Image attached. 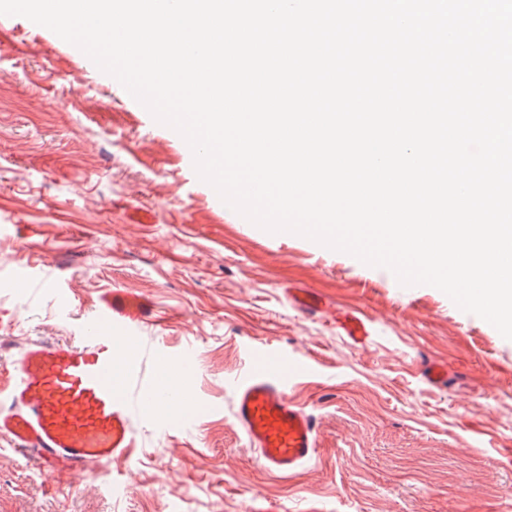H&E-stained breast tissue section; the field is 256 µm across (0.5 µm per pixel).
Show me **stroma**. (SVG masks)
Returning a JSON list of instances; mask_svg holds the SVG:
<instances>
[{
    "label": "stroma",
    "mask_w": 512,
    "mask_h": 512,
    "mask_svg": "<svg viewBox=\"0 0 512 512\" xmlns=\"http://www.w3.org/2000/svg\"><path fill=\"white\" fill-rule=\"evenodd\" d=\"M206 188L187 143L116 79L0 16V380L26 347L76 340L116 288L159 317L120 332L153 349L126 356L144 388L191 375L189 413L139 415L112 469L60 480L0 441V512H512V340L435 287L269 235ZM306 290L320 315L296 309ZM337 307L369 320V346L337 331ZM258 346L308 366L291 396L320 447L286 480L231 422ZM432 360L447 388L425 382Z\"/></svg>",
    "instance_id": "1"
}]
</instances>
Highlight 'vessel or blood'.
I'll return each mask as SVG.
<instances>
[{"mask_svg": "<svg viewBox=\"0 0 512 512\" xmlns=\"http://www.w3.org/2000/svg\"><path fill=\"white\" fill-rule=\"evenodd\" d=\"M149 315V309L116 291L85 336L25 349L12 364V407L0 411V439L39 467L61 474L126 460L133 441L132 411L143 409L149 399L164 402L166 389L159 384L150 398H139L131 372L114 378L112 328ZM337 324L355 347L370 343L372 328L362 315L344 313ZM304 370L301 360L268 347L252 353L233 381L232 423L274 475L293 473L318 454L315 422L289 396Z\"/></svg>", "mask_w": 512, "mask_h": 512, "instance_id": "b4317fda", "label": "vessel or blood"}]
</instances>
